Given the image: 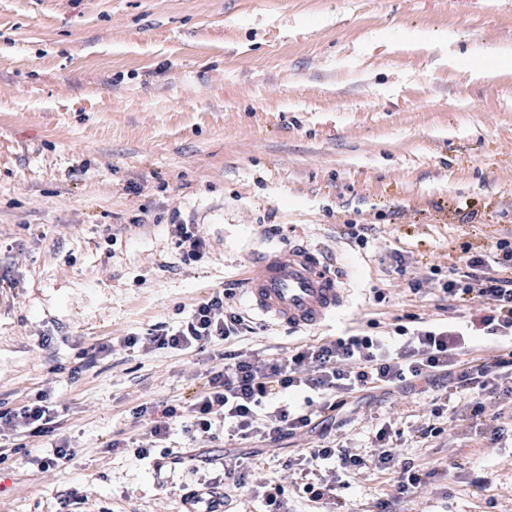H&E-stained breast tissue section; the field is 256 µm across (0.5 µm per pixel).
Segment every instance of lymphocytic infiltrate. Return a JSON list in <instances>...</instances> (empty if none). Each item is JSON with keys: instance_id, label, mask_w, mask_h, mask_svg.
I'll list each match as a JSON object with an SVG mask.
<instances>
[{"instance_id": "1", "label": "lymphocytic infiltrate", "mask_w": 512, "mask_h": 512, "mask_svg": "<svg viewBox=\"0 0 512 512\" xmlns=\"http://www.w3.org/2000/svg\"><path fill=\"white\" fill-rule=\"evenodd\" d=\"M235 288L228 287L201 298L186 321L176 327L158 323L145 334L123 337L126 348L169 349L200 354L221 345L224 367L206 373L204 381L187 401L178 404L143 403L134 418L150 424V434L160 441V450L134 448L141 460L153 454L171 453L164 442L170 423L185 419L184 429L195 438H218L220 433L243 439L278 441L286 436L312 433L313 416L334 422L354 394L378 390L436 389L466 398L475 419L485 420L492 442L507 433L501 413H488L486 403L497 396H512V238H499L493 246L476 250L465 243L448 266V278L440 283L438 311L469 303L483 306L481 315L458 327L416 313L405 322L388 325L379 334V321H369L368 332L342 334L331 340L306 343L285 352L247 356L232 351L231 343L251 332L250 320L233 303ZM495 342L493 355L479 353L478 341ZM63 421L57 403L44 389L28 396L16 408H0V463L25 452L29 439H44L49 452L41 466L56 465L73 454L67 439L60 437ZM390 424L376 433L378 450L367 456L350 448L316 445L304 449L299 461H285L317 471L330 467V478L306 483L309 501L336 499L343 476L375 468L393 477L397 497L411 493L423 479L412 459L385 449Z\"/></svg>"}]
</instances>
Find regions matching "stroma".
<instances>
[{
    "label": "stroma",
    "mask_w": 512,
    "mask_h": 512,
    "mask_svg": "<svg viewBox=\"0 0 512 512\" xmlns=\"http://www.w3.org/2000/svg\"><path fill=\"white\" fill-rule=\"evenodd\" d=\"M176 213L205 237L200 260L184 261ZM347 223L373 225L367 247ZM510 231L512 0H0V401L50 391L74 449L48 469L44 449L14 456L0 512H183L245 452L231 512H263L266 483L290 512H330L283 461L324 440L365 453L387 420L393 450L427 472L393 512H512V439L490 444L466 411L415 437L432 390L364 397L324 436L195 442L177 419L161 463L109 447L149 443L133 407L185 399L224 366L123 337L240 282L248 250L298 235L333 250L350 308L306 332L256 323L247 354L434 313L437 283L412 294L392 252L444 268ZM349 483L345 512L393 493L376 470Z\"/></svg>",
    "instance_id": "35a3bbf8"
}]
</instances>
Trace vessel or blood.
Here are the masks:
<instances>
[{"label":"vessel or blood","mask_w":512,"mask_h":512,"mask_svg":"<svg viewBox=\"0 0 512 512\" xmlns=\"http://www.w3.org/2000/svg\"><path fill=\"white\" fill-rule=\"evenodd\" d=\"M244 296L260 316L292 332L319 326L349 306L333 258L299 241L251 252Z\"/></svg>","instance_id":"1"}]
</instances>
